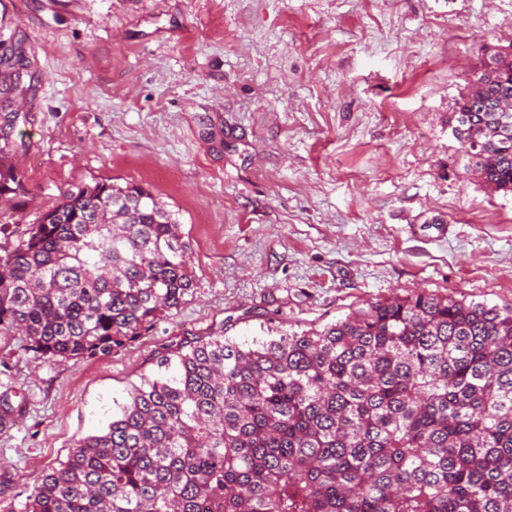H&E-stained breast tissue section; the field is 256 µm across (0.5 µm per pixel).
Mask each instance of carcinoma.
Returning <instances> with one entry per match:
<instances>
[{
    "label": "carcinoma",
    "instance_id": "cac0c4a2",
    "mask_svg": "<svg viewBox=\"0 0 512 512\" xmlns=\"http://www.w3.org/2000/svg\"><path fill=\"white\" fill-rule=\"evenodd\" d=\"M455 100L465 173L512 194V42ZM0 57V199L27 90ZM193 285L181 224L148 190L65 193L0 250V334L48 360L112 352ZM25 512H512V306L421 291L320 330L182 343L72 444Z\"/></svg>",
    "mask_w": 512,
    "mask_h": 512
}]
</instances>
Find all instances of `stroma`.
I'll use <instances>...</instances> for the list:
<instances>
[{"label":"stroma","mask_w":512,"mask_h":512,"mask_svg":"<svg viewBox=\"0 0 512 512\" xmlns=\"http://www.w3.org/2000/svg\"><path fill=\"white\" fill-rule=\"evenodd\" d=\"M512 0H0L16 99L11 248L62 193L151 192L194 284L141 336L47 360L0 335V512L104 428L188 339L303 332L426 289L512 306V195L468 179L448 127Z\"/></svg>","instance_id":"35a3bbf8"}]
</instances>
